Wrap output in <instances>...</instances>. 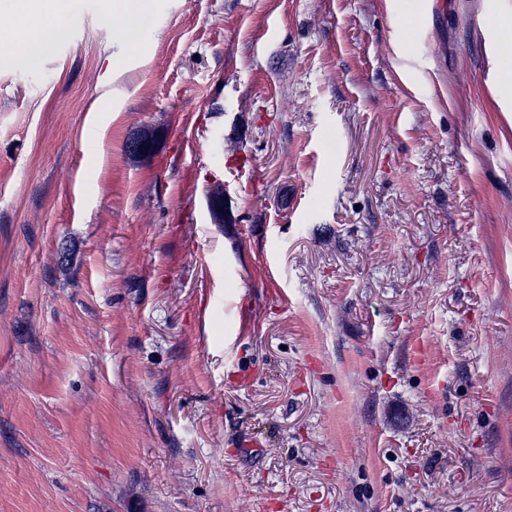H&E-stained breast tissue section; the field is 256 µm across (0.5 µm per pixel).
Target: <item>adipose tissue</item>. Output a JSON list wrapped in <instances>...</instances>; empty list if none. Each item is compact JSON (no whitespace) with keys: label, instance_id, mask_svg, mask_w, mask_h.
I'll return each instance as SVG.
<instances>
[{"label":"adipose tissue","instance_id":"1","mask_svg":"<svg viewBox=\"0 0 512 512\" xmlns=\"http://www.w3.org/2000/svg\"><path fill=\"white\" fill-rule=\"evenodd\" d=\"M147 3L148 0H112L113 32L121 34L129 43H140ZM69 6L70 0H11L13 11L36 15L38 22L25 30L1 29L0 54L9 53L12 47L19 45L34 53L60 37Z\"/></svg>","mask_w":512,"mask_h":512}]
</instances>
